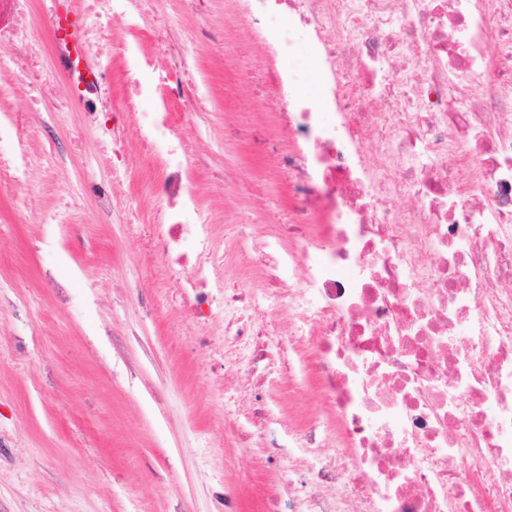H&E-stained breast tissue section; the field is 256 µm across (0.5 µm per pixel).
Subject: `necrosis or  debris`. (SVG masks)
<instances>
[{"mask_svg": "<svg viewBox=\"0 0 512 512\" xmlns=\"http://www.w3.org/2000/svg\"><path fill=\"white\" fill-rule=\"evenodd\" d=\"M26 0H0V178L22 182L26 136L10 85L68 77L94 104L101 46L62 17L51 45L19 41ZM155 0H83V19L120 30L126 90L112 109L139 114L113 138L139 140L163 177L154 250L194 315L224 304L226 328L262 335L263 289L228 293L214 222L171 107L203 92ZM261 38L269 147L288 176L292 222L259 238L273 254L333 420L290 431L310 457L302 501L273 492L259 512H512V0H224L221 35ZM49 55L48 65L34 66ZM331 430L328 454L317 430Z\"/></svg>", "mask_w": 512, "mask_h": 512, "instance_id": "1", "label": "necrosis or debris"}]
</instances>
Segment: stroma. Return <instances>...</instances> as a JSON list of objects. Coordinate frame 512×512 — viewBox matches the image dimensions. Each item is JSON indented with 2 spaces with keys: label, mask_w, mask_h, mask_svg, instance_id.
Returning <instances> with one entry per match:
<instances>
[{
  "label": "stroma",
  "mask_w": 512,
  "mask_h": 512,
  "mask_svg": "<svg viewBox=\"0 0 512 512\" xmlns=\"http://www.w3.org/2000/svg\"><path fill=\"white\" fill-rule=\"evenodd\" d=\"M169 15L210 87L205 111L185 113L176 133L200 162L203 207L221 219L227 286L262 280L277 295L272 257L252 247L253 232L282 224L289 209L287 177L258 147L271 133L262 48L189 41L199 23L223 29L224 0L202 19L172 0ZM26 98L18 90L16 105ZM50 99L21 115L26 184H0V512H217L228 492L251 512L266 489L302 494L306 458L273 452L267 438L330 420L315 376L276 360L236 371L250 348L225 335L223 312L199 326L147 243L161 203L138 154L127 157L116 203L141 223H103L93 197H68V187L111 181L102 130L125 116L90 123L62 75ZM229 119L253 140L225 132ZM226 171L249 199L233 202ZM64 209L61 229L52 217ZM204 332L215 349L199 346ZM260 404L268 419L254 417Z\"/></svg>",
  "instance_id": "obj_1"
}]
</instances>
